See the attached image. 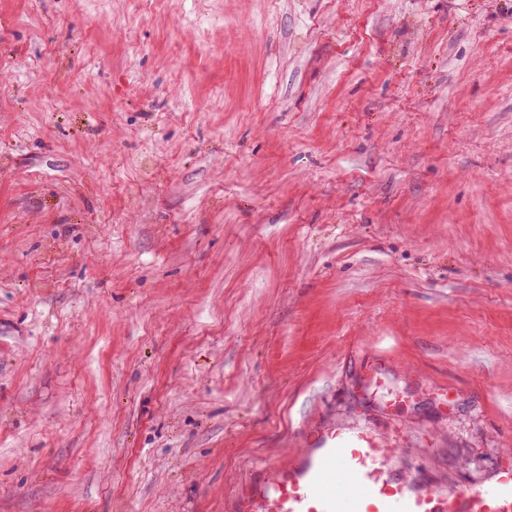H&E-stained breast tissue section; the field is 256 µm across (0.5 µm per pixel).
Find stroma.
<instances>
[{
  "instance_id": "stroma-1",
  "label": "stroma",
  "mask_w": 512,
  "mask_h": 512,
  "mask_svg": "<svg viewBox=\"0 0 512 512\" xmlns=\"http://www.w3.org/2000/svg\"><path fill=\"white\" fill-rule=\"evenodd\" d=\"M327 424L512 464V0H0V512H224Z\"/></svg>"
}]
</instances>
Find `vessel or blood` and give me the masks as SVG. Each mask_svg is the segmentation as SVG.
<instances>
[{
  "mask_svg": "<svg viewBox=\"0 0 512 512\" xmlns=\"http://www.w3.org/2000/svg\"><path fill=\"white\" fill-rule=\"evenodd\" d=\"M386 454L371 435L349 439L333 426L317 428L289 459L253 468L226 512H512V466L461 497L388 476L380 466Z\"/></svg>",
  "mask_w": 512,
  "mask_h": 512,
  "instance_id": "vessel-or-blood-1",
  "label": "vessel or blood"
}]
</instances>
